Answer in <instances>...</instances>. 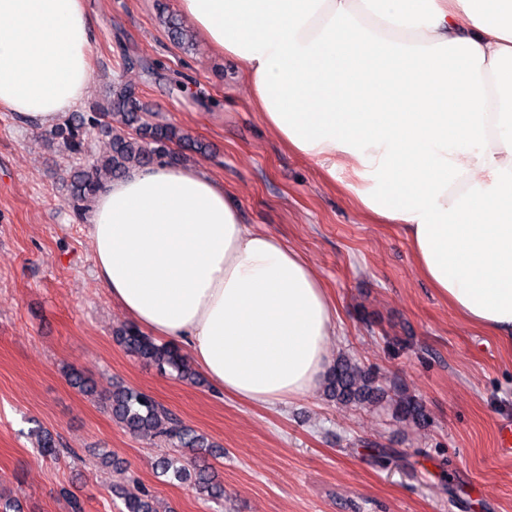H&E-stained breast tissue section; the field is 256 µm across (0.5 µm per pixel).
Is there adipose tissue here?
Masks as SVG:
<instances>
[{
  "instance_id": "obj_1",
  "label": "adipose tissue",
  "mask_w": 512,
  "mask_h": 512,
  "mask_svg": "<svg viewBox=\"0 0 512 512\" xmlns=\"http://www.w3.org/2000/svg\"><path fill=\"white\" fill-rule=\"evenodd\" d=\"M248 78L263 123L409 241L420 275L512 345V0H177ZM83 0H0V110L62 123L90 79ZM96 275L225 393L313 390L336 307L293 248L194 168H134L89 216Z\"/></svg>"
}]
</instances>
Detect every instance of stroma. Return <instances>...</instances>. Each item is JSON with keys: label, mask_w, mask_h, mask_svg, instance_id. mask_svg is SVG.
Returning <instances> with one entry per match:
<instances>
[{"label": "stroma", "mask_w": 512, "mask_h": 512, "mask_svg": "<svg viewBox=\"0 0 512 512\" xmlns=\"http://www.w3.org/2000/svg\"><path fill=\"white\" fill-rule=\"evenodd\" d=\"M85 6L93 39L80 111L122 84L148 121L204 143L185 166L223 182L248 226L304 256L336 303L331 358L370 372L385 398L342 406L318 388L265 406L128 356L112 332L129 318L96 276L87 216L67 204L81 157L0 111V493L21 512H69L65 487L88 512H119L111 487L133 476L173 512H512V456L497 444L499 425L512 423V347L436 295L397 227L366 219L283 147L232 60L198 36L189 46L168 39L160 14L176 0ZM72 368L103 390L118 380L150 393L214 441L223 504L156 472L160 448L113 422L104 398L72 388ZM402 391L423 404L424 424L397 417ZM39 428L75 456L42 455ZM98 448L119 466H92Z\"/></svg>", "instance_id": "obj_1"}]
</instances>
